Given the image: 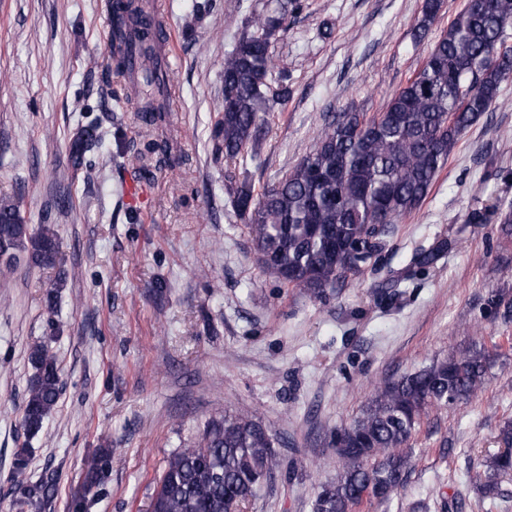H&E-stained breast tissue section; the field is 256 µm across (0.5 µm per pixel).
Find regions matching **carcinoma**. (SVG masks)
I'll return each mask as SVG.
<instances>
[{
  "label": "carcinoma",
  "instance_id": "carcinoma-1",
  "mask_svg": "<svg viewBox=\"0 0 512 512\" xmlns=\"http://www.w3.org/2000/svg\"><path fill=\"white\" fill-rule=\"evenodd\" d=\"M441 0H424L416 23L424 37ZM111 40L115 69L125 72L138 55L145 80L146 126L163 121L171 97L169 77L153 54L163 38L158 20L146 15L143 0H112ZM512 0H468L448 31L406 85L376 116L340 112L329 119L313 150L278 184L254 193L251 184L229 176L225 188L238 215L251 226L255 259L263 272L288 286L318 296L357 272L382 249L397 218L413 212L428 195L439 170L462 134L495 110L501 83L512 73ZM288 8L255 13L242 22L240 36L224 56V95L212 137L228 161L255 159L263 129L291 95L288 69L278 65L273 43L288 31ZM101 146L93 125L81 127L68 153V171L92 175L89 157ZM22 262L58 269L48 307L67 283L61 242L52 224L34 227L19 207L0 200V275ZM32 368L20 415L24 434L36 436L61 395L60 364L43 343L31 346ZM489 358L472 345L446 359L378 385L361 415L336 429L333 443L341 459L336 478L319 486L313 512H353L368 495L385 500L402 485L405 452L424 409H450L479 396ZM502 448L485 455L470 476L484 498L500 493L501 476L512 472V422L499 435ZM273 437L257 419L226 416L214 420L200 439L168 460L151 499L154 512H240L267 481L276 459ZM112 460L100 448L87 461L83 494L69 512H90ZM57 478L15 484L21 512H46Z\"/></svg>",
  "mask_w": 512,
  "mask_h": 512
}]
</instances>
